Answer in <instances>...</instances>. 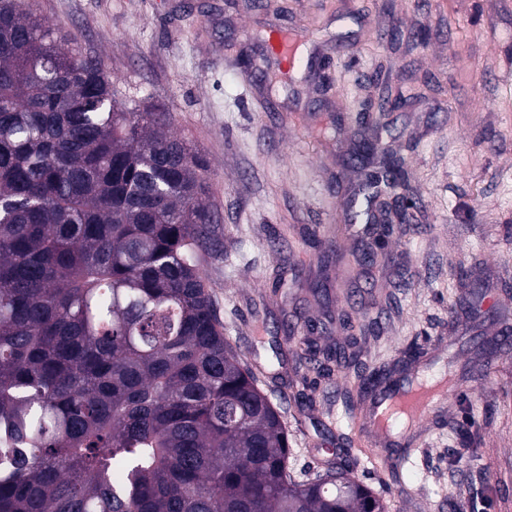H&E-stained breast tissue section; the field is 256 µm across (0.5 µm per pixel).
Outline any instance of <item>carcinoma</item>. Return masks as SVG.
Listing matches in <instances>:
<instances>
[{"label": "carcinoma", "mask_w": 512, "mask_h": 512, "mask_svg": "<svg viewBox=\"0 0 512 512\" xmlns=\"http://www.w3.org/2000/svg\"><path fill=\"white\" fill-rule=\"evenodd\" d=\"M169 124L0 0V512H386L342 460L292 476L206 289L207 164ZM378 169L356 223L404 180ZM356 346L321 368H358Z\"/></svg>", "instance_id": "1"}]
</instances>
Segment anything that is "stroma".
I'll return each mask as SVG.
<instances>
[{
	"label": "stroma",
	"instance_id": "stroma-1",
	"mask_svg": "<svg viewBox=\"0 0 512 512\" xmlns=\"http://www.w3.org/2000/svg\"><path fill=\"white\" fill-rule=\"evenodd\" d=\"M49 25L100 57L118 95L170 113L208 165L219 250L205 256L224 334L280 407L297 476L352 445V472L388 512H512V0H33ZM305 44L290 69L256 36ZM405 100L359 122L382 87ZM404 162L416 205L376 266L358 263L352 202L367 171L361 136ZM338 244L326 259L323 242ZM472 273L480 311L457 308ZM323 321L318 348L372 324L361 371H454L460 387L416 427L400 489L370 461L354 376H317L295 337ZM315 385L305 408L290 395Z\"/></svg>",
	"mask_w": 512,
	"mask_h": 512
}]
</instances>
